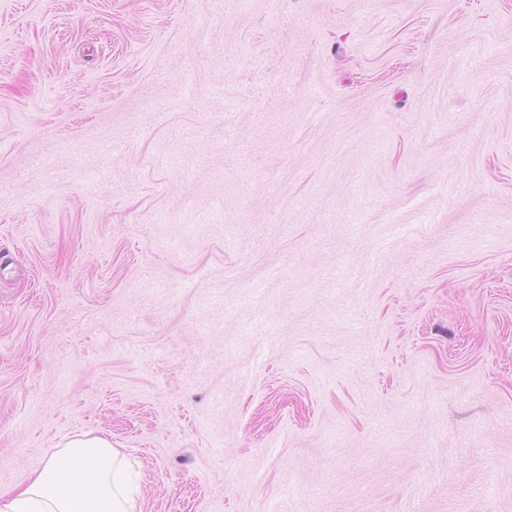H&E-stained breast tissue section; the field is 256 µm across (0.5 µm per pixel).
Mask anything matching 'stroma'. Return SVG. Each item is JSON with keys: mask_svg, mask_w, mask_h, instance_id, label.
Returning a JSON list of instances; mask_svg holds the SVG:
<instances>
[{"mask_svg": "<svg viewBox=\"0 0 512 512\" xmlns=\"http://www.w3.org/2000/svg\"><path fill=\"white\" fill-rule=\"evenodd\" d=\"M512 512V0H0V492ZM57 447L24 487L0 495L1 512H141L125 457L108 439L82 434Z\"/></svg>", "mask_w": 512, "mask_h": 512, "instance_id": "obj_1", "label": "stroma"}]
</instances>
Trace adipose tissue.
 Masks as SVG:
<instances>
[{"mask_svg":"<svg viewBox=\"0 0 512 512\" xmlns=\"http://www.w3.org/2000/svg\"><path fill=\"white\" fill-rule=\"evenodd\" d=\"M124 468V455L108 439L77 436L24 487L7 495L0 512H140Z\"/></svg>","mask_w":512,"mask_h":512,"instance_id":"adipose-tissue-1","label":"adipose tissue"}]
</instances>
